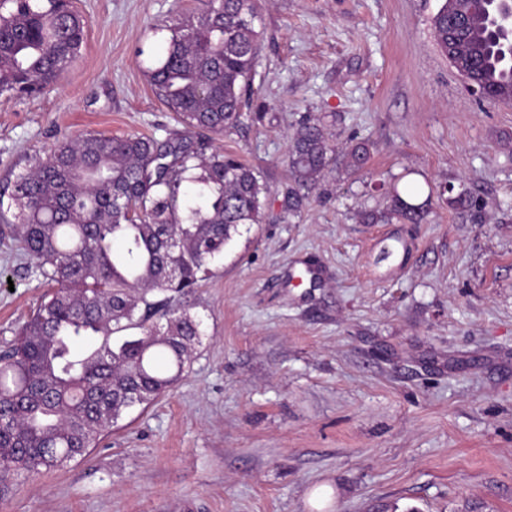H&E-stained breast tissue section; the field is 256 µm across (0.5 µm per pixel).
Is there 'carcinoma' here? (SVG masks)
I'll use <instances>...</instances> for the list:
<instances>
[{
  "label": "carcinoma",
  "instance_id": "cac0c4a2",
  "mask_svg": "<svg viewBox=\"0 0 512 512\" xmlns=\"http://www.w3.org/2000/svg\"><path fill=\"white\" fill-rule=\"evenodd\" d=\"M10 5L6 12L1 8ZM260 0H208L171 29L148 70L150 86L188 129L222 134L243 125L259 58ZM502 0H443L436 43L490 104L512 101V32L495 25ZM85 23L69 0H0V94L57 83L78 55ZM323 120L302 122L288 149V211H299L329 169ZM350 144L346 167L369 158ZM191 183L196 195L181 187ZM258 173L201 141H159L90 131L59 141L14 174L11 199L24 257L54 289L0 351V492L13 480L89 455L126 410L147 407L183 377L202 336L188 302L240 234L261 222ZM411 183L389 191L362 224H421L429 200ZM448 207L483 221L470 190L448 188ZM78 342L91 347L74 350Z\"/></svg>",
  "mask_w": 512,
  "mask_h": 512
}]
</instances>
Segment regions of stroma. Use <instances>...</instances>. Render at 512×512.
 Here are the masks:
<instances>
[{
    "label": "stroma",
    "instance_id": "obj_1",
    "mask_svg": "<svg viewBox=\"0 0 512 512\" xmlns=\"http://www.w3.org/2000/svg\"><path fill=\"white\" fill-rule=\"evenodd\" d=\"M206 0H72L85 42L57 84L0 96V349L41 302L5 188L88 131L196 138L147 69ZM440 0H265L248 110L214 137L267 187L262 221L191 301L185 376L124 413L82 460L20 480L0 512H512V106L468 90L437 46ZM335 115L330 169L288 213L289 138ZM366 168L347 171L351 139ZM430 196L423 224H361L390 186ZM483 201L474 224L448 185ZM316 255L317 287H285Z\"/></svg>",
    "mask_w": 512,
    "mask_h": 512
}]
</instances>
